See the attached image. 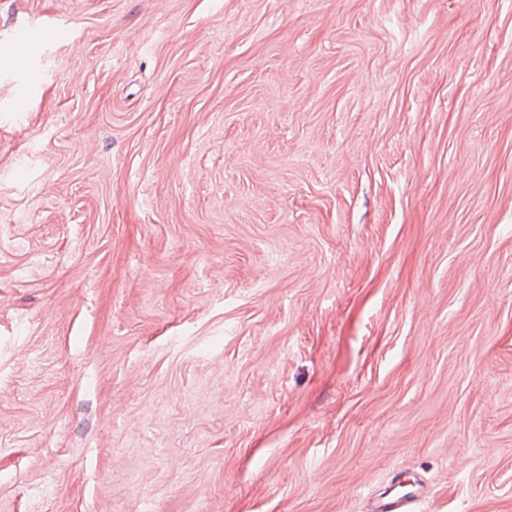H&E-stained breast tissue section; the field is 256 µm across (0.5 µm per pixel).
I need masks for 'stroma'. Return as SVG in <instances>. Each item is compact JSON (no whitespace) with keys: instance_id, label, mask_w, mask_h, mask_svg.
Wrapping results in <instances>:
<instances>
[{"instance_id":"35a3bbf8","label":"stroma","mask_w":512,"mask_h":512,"mask_svg":"<svg viewBox=\"0 0 512 512\" xmlns=\"http://www.w3.org/2000/svg\"><path fill=\"white\" fill-rule=\"evenodd\" d=\"M395 468L512 512V0H0V512Z\"/></svg>"}]
</instances>
